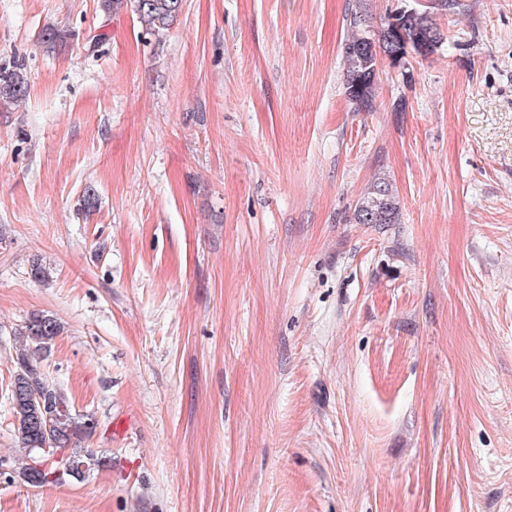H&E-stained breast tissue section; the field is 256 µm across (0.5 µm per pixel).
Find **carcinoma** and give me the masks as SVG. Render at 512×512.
<instances>
[{"instance_id":"cac0c4a2","label":"carcinoma","mask_w":512,"mask_h":512,"mask_svg":"<svg viewBox=\"0 0 512 512\" xmlns=\"http://www.w3.org/2000/svg\"><path fill=\"white\" fill-rule=\"evenodd\" d=\"M185 0H133L132 7L139 22L150 32L168 29L179 16ZM350 36L343 45V94L355 112H371L375 107L376 90L381 63L385 60L394 67L406 62L413 53L425 58L445 42L446 36L427 11L403 9L391 15L381 27L371 25L364 0H353L347 15ZM28 83L22 69L5 70L0 67V104L19 102L26 96ZM358 224H398L400 212L396 192L385 177L375 179L354 209ZM63 327L47 314H34L17 332L19 349L16 353L17 370L12 384L32 393L45 395L52 417L35 424L31 422L28 407L13 409L17 422L15 433L22 449L33 454L46 434L58 441V449L69 450L65 462L82 463L93 453L76 445V440L92 433L86 423L74 416L69 399L50 384L40 371V355L50 351ZM36 460L19 468L21 479L31 487H41L47 479L37 478Z\"/></svg>"}]
</instances>
